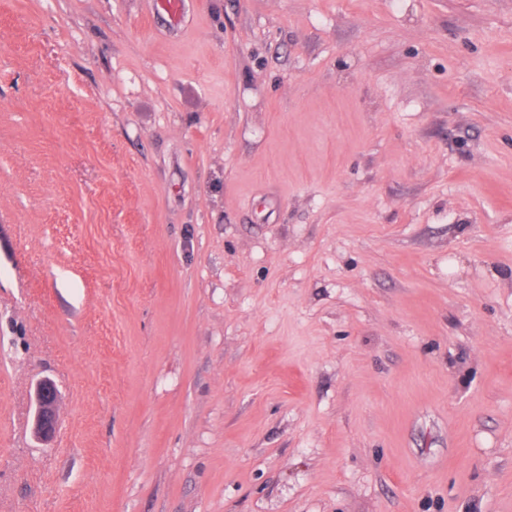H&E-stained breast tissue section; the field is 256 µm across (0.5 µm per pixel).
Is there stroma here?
Listing matches in <instances>:
<instances>
[{
	"mask_svg": "<svg viewBox=\"0 0 512 512\" xmlns=\"http://www.w3.org/2000/svg\"><path fill=\"white\" fill-rule=\"evenodd\" d=\"M0 512H512V0H0ZM58 390L50 379L40 380L35 389V412L33 432L35 437L47 443L54 437L57 429Z\"/></svg>",
	"mask_w": 512,
	"mask_h": 512,
	"instance_id": "1",
	"label": "stroma"
}]
</instances>
